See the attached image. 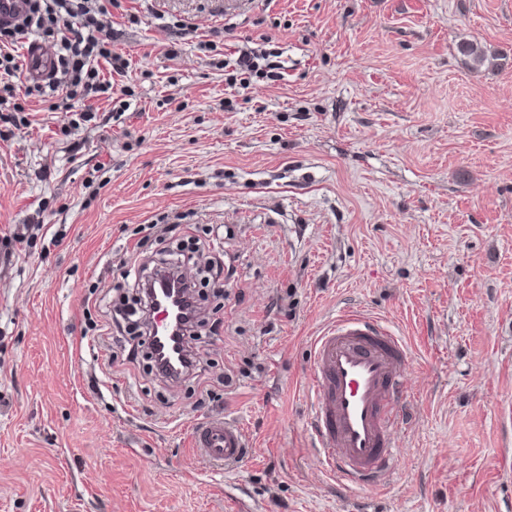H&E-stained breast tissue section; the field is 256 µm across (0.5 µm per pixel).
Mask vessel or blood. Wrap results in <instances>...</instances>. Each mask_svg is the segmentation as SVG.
<instances>
[{
	"label": "vessel or blood",
	"mask_w": 512,
	"mask_h": 512,
	"mask_svg": "<svg viewBox=\"0 0 512 512\" xmlns=\"http://www.w3.org/2000/svg\"><path fill=\"white\" fill-rule=\"evenodd\" d=\"M27 0H0V22L22 24ZM29 81L54 73L51 45L34 39L24 51ZM309 427L322 452L325 472L348 489L385 483L393 474L396 433L410 416L398 404L409 367L406 345L382 321L343 313L313 336ZM191 440L212 463L242 459L249 446L244 429L224 418L196 425Z\"/></svg>",
	"instance_id": "obj_1"
}]
</instances>
